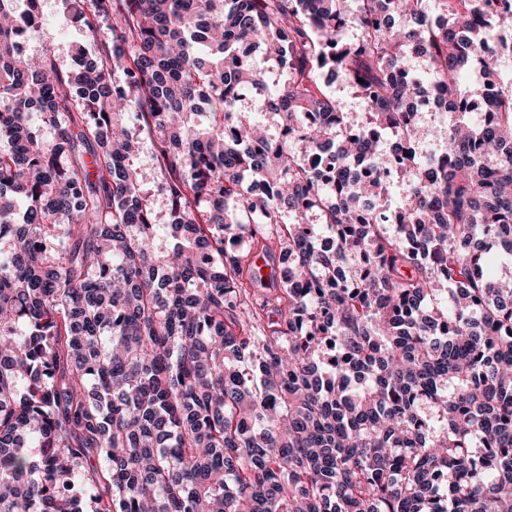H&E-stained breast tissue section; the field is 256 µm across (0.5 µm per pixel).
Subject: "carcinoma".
<instances>
[{
    "label": "carcinoma",
    "instance_id": "cac0c4a2",
    "mask_svg": "<svg viewBox=\"0 0 512 512\" xmlns=\"http://www.w3.org/2000/svg\"><path fill=\"white\" fill-rule=\"evenodd\" d=\"M36 2L0 0V512H512V0H66L93 38L108 20L66 71L15 39ZM415 56L448 109L436 160L412 148ZM340 134L330 177L300 160ZM381 134L408 184L394 234L378 167L354 175ZM244 231L292 257L286 309L249 299ZM328 92L334 95L338 101L343 105V112L348 113V118L351 120L358 119L361 112H364V103L356 91L343 80L333 86L328 87Z\"/></svg>",
    "mask_w": 512,
    "mask_h": 512
}]
</instances>
